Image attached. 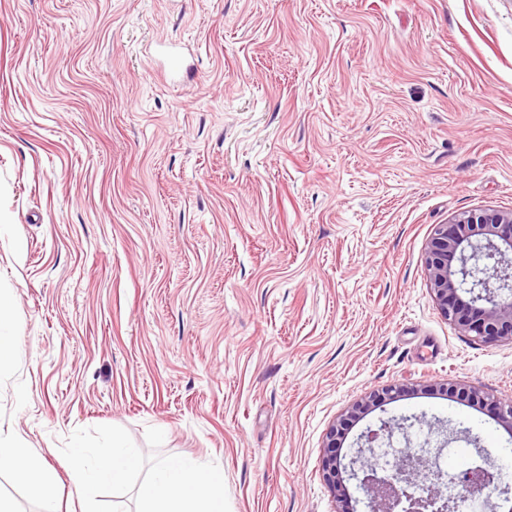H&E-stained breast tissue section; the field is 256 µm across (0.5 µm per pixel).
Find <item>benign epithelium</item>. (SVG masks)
<instances>
[{
    "instance_id": "obj_1",
    "label": "benign epithelium",
    "mask_w": 512,
    "mask_h": 512,
    "mask_svg": "<svg viewBox=\"0 0 512 512\" xmlns=\"http://www.w3.org/2000/svg\"><path fill=\"white\" fill-rule=\"evenodd\" d=\"M512 212L465 211L438 224L429 239L425 263L429 287L442 316L462 332L485 342H512ZM496 420L512 431V401L492 400ZM415 422L409 417L388 419L358 437V453L381 448L394 432L408 434ZM330 454L323 463L326 480L337 487L339 512H356L358 500L336 473L367 496L368 512H456L457 504L445 495L448 481L431 469L420 452L401 456L393 472L356 457L349 464L336 454V429L329 433ZM490 466L472 465L462 477L464 490L474 495L496 484Z\"/></svg>"
}]
</instances>
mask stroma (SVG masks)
<instances>
[{"mask_svg":"<svg viewBox=\"0 0 512 512\" xmlns=\"http://www.w3.org/2000/svg\"><path fill=\"white\" fill-rule=\"evenodd\" d=\"M479 209L512 211V0H0V434L73 512L61 446L98 425L216 463L230 512H337L328 442L412 414L450 436L391 452L512 488V432L455 395L512 400V342L448 324L425 267ZM497 475L491 470L490 466L484 463V465H472L468 467L462 477L461 483L464 490L474 495L480 494L486 488L494 486L496 484Z\"/></svg>","mask_w":512,"mask_h":512,"instance_id":"stroma-1","label":"stroma"}]
</instances>
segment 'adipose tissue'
Listing matches in <instances>:
<instances>
[{
  "label": "adipose tissue",
  "instance_id": "ef3b65f1",
  "mask_svg": "<svg viewBox=\"0 0 512 512\" xmlns=\"http://www.w3.org/2000/svg\"><path fill=\"white\" fill-rule=\"evenodd\" d=\"M6 471L27 484L37 494L40 512H61L53 492L57 477L45 457L10 437L0 436V472Z\"/></svg>",
  "mask_w": 512,
  "mask_h": 512
}]
</instances>
